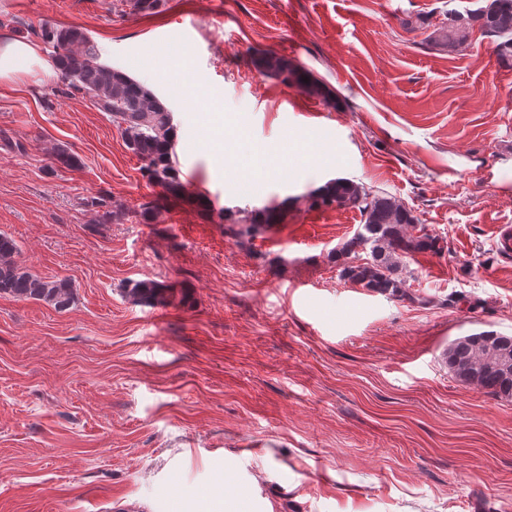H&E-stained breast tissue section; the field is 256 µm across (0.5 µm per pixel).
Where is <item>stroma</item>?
<instances>
[{
    "instance_id": "stroma-1",
    "label": "stroma",
    "mask_w": 512,
    "mask_h": 512,
    "mask_svg": "<svg viewBox=\"0 0 512 512\" xmlns=\"http://www.w3.org/2000/svg\"><path fill=\"white\" fill-rule=\"evenodd\" d=\"M483 3L0 0V35L43 61L0 82V232L74 292L63 312L0 297V512H195L242 486L250 512H512V399L443 359L458 337L512 336L496 239L512 225V67L480 30L448 54L415 24ZM44 23L81 29L166 104L188 198L157 204L124 132L59 78ZM265 51L338 107L264 76ZM219 123L243 149L289 136L330 161L245 187L208 157ZM58 147L79 166L57 165ZM337 177L439 238L401 258L407 298L342 276L361 216L305 200ZM287 198L283 224L253 238L216 216ZM140 281L174 302H134Z\"/></svg>"
}]
</instances>
